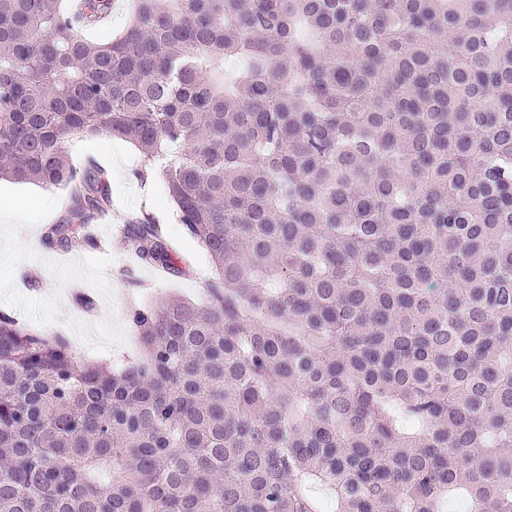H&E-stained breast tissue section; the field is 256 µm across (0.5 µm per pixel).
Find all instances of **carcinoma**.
<instances>
[{"label":"carcinoma","instance_id":"obj_1","mask_svg":"<svg viewBox=\"0 0 512 512\" xmlns=\"http://www.w3.org/2000/svg\"><path fill=\"white\" fill-rule=\"evenodd\" d=\"M113 3L0 0V179L90 246L125 138L213 276L110 369L0 313V512H512V0ZM116 1H118V3L120 4L121 9L117 10V12L119 13L114 17L112 27L105 30H85L83 32L85 37L93 41L100 42L105 39V35H115L117 32L121 31L126 26V23L132 15L134 2L133 0H115V2Z\"/></svg>","mask_w":512,"mask_h":512}]
</instances>
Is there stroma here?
<instances>
[{
  "label": "stroma",
  "mask_w": 512,
  "mask_h": 512,
  "mask_svg": "<svg viewBox=\"0 0 512 512\" xmlns=\"http://www.w3.org/2000/svg\"><path fill=\"white\" fill-rule=\"evenodd\" d=\"M67 152L77 168L92 164L105 174L112 198L107 246H88L68 256L43 247L46 225L61 219L72 204L70 191L0 181V203L17 197L25 201L8 223H0V310L47 333L76 336L77 356L108 366L116 355L133 358L140 352L127 318L129 307L169 296L203 300L211 262L183 235L162 179L137 177L140 155L132 143L118 137H83L72 140ZM146 214L167 229L181 273L160 274L127 254L119 242V229ZM79 291L94 297L93 310L75 304L73 296Z\"/></svg>",
  "instance_id": "obj_1"
}]
</instances>
